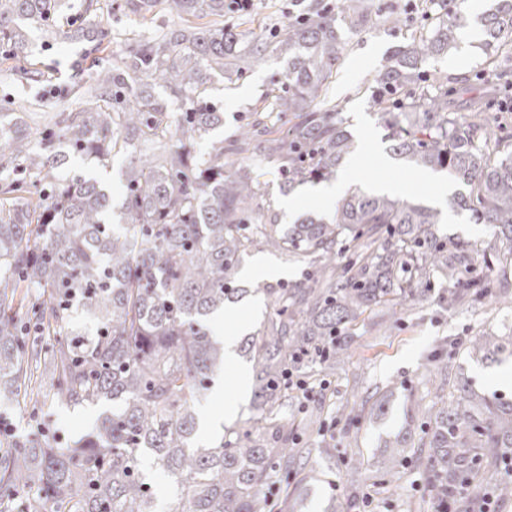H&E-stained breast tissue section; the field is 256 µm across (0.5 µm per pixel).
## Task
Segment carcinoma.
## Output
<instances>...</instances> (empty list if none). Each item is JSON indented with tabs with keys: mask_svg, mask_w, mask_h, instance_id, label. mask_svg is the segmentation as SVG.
Listing matches in <instances>:
<instances>
[{
	"mask_svg": "<svg viewBox=\"0 0 512 512\" xmlns=\"http://www.w3.org/2000/svg\"><path fill=\"white\" fill-rule=\"evenodd\" d=\"M99 0H82L83 25L62 29L68 0H0V58L32 54L30 27L103 53L112 31ZM145 17L160 7L179 20L141 39L112 64L95 61L80 86L84 108L58 112L34 135L0 122V401L104 407L95 428L63 453L33 432L0 452V505L11 512H160L150 472L170 480L168 512H272L266 488L278 477L302 483L305 448L297 432L314 430L326 403L295 421L288 374L320 379L350 356L348 325L381 305L406 311L432 298L442 269L448 303L492 296L473 267L470 243L438 236L441 211L387 195L348 193L331 221L280 224L259 206L265 188L251 167L226 162L250 151L282 162L288 183L336 176L352 143L324 106L343 52L341 26L403 23L381 16L373 0H338L336 14L288 26L274 45L224 25L225 0H124ZM487 45L512 33V0L484 18ZM462 18L444 5L426 34L400 44L371 83L391 149L416 168L445 170L469 188L452 204L493 230L482 250L512 267V151H491L486 124L463 119L448 99V78L429 77L416 96L422 64L457 47ZM285 61L269 109L229 146L194 145L224 125L209 99L215 76L232 79L265 61ZM167 94L162 95L158 89ZM139 145L145 152L127 153ZM103 170L125 155L120 203L100 182L62 169V148ZM261 246L298 256L310 268L295 283L241 288L236 271ZM350 253L343 266L336 255ZM251 292L268 310L263 328L241 344L252 366V413L222 424L197 445L198 404L224 366V344L209 319ZM85 314L91 326L77 325ZM459 349L492 363L512 355V335L479 333ZM435 366L433 399L412 404L407 427L384 440L377 477L422 470L428 495L448 512H477L481 494L512 503V398L485 395ZM368 400L332 408L353 426ZM363 461L346 462L353 506L360 505Z\"/></svg>",
	"mask_w": 512,
	"mask_h": 512,
	"instance_id": "obj_1",
	"label": "carcinoma"
}]
</instances>
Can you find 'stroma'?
<instances>
[{"label": "stroma", "mask_w": 512, "mask_h": 512, "mask_svg": "<svg viewBox=\"0 0 512 512\" xmlns=\"http://www.w3.org/2000/svg\"><path fill=\"white\" fill-rule=\"evenodd\" d=\"M105 23L111 26L116 40L109 54L110 60L121 57L124 38L132 32L150 37L172 27L173 19L162 11L148 17L111 8L103 0L100 11ZM253 21L247 24L249 38L267 39L270 32L288 23V0H256ZM427 18L407 19L405 26L393 28L375 26L365 31L348 29L344 32V52L338 73L330 84L327 99L335 106L342 128L353 141V157L359 163L357 178L352 187L364 189L370 183L389 181L397 184L398 198L421 201L447 211L450 203L438 202L436 184L429 180L424 169L410 167L391 150L387 130L381 119V110L373 102L368 85L376 70L386 64L393 48L409 39L418 30L426 29ZM30 39L37 47L33 59L27 62H0V111L21 117L25 125L47 112L80 109L77 98L62 96V88L72 85L80 64L82 45L60 43L44 46L40 32ZM460 51L470 53L471 63L458 69L452 64V55L430 60L429 70L447 74L448 85L454 93V105L461 116H468L473 104H481L492 143L500 149H512V112L496 111L492 89L501 83L512 90V35L501 39L496 49H487L484 40L461 41ZM284 69L277 55H270L259 68L229 81L215 78L210 91L219 111L224 114V125L215 130V137L232 140L245 125L255 104L262 100ZM40 74L38 81H30L28 71ZM248 164L256 169L269 191L274 212L283 224L306 216H332L335 203L325 202L306 194L305 184L286 186L275 167L251 156ZM295 198L294 210H287V198ZM264 262L265 270L254 274H239L240 287L246 288L260 280L294 282L307 271L305 263L261 248L253 249L246 258V266ZM501 335L512 331V305L488 308L477 302L466 309H451L439 301L425 304L409 317L378 321L368 312L349 328L356 342V353L350 363L325 381L327 396L342 404L352 392L365 395L386 394L385 412L365 409L357 438H350L349 427L330 413L321 417L320 437L333 447L331 455L311 454L305 464L309 479L303 491H289L290 503L299 505L301 512H325L328 503H335L336 512H350L351 495L346 486L345 462L360 456L365 462L362 495L369 502V512H408L407 502H416L426 495L422 474L408 469L399 494L390 496L376 484V469L381 445L387 435L397 432L404 423V412L410 400L426 395L425 379L433 354L439 345L449 339L464 340L479 332ZM246 360L225 365L220 377L224 383V398L217 401L205 397L200 409L214 422L225 421V405H234L237 411L247 410L251 395L237 387L239 369L247 368ZM455 369L468 377L475 388L484 393L512 394V359L502 363H485L457 355ZM12 422L17 438H24L40 423H49L58 438L57 446L66 449L94 424L93 410L58 408L45 411L18 403L0 404V420Z\"/></svg>", "instance_id": "1"}]
</instances>
